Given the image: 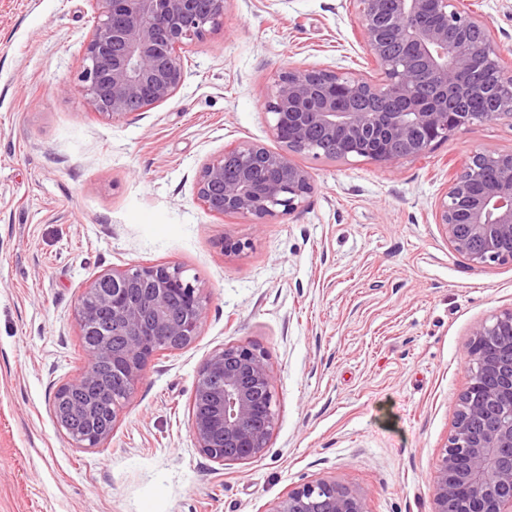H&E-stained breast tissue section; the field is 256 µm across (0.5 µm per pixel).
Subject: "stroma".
<instances>
[{
    "instance_id": "1",
    "label": "stroma",
    "mask_w": 512,
    "mask_h": 512,
    "mask_svg": "<svg viewBox=\"0 0 512 512\" xmlns=\"http://www.w3.org/2000/svg\"><path fill=\"white\" fill-rule=\"evenodd\" d=\"M458 5L511 73L512 0ZM93 24L89 0H0V512H270L333 478L368 512H432L472 332L512 308V262L471 267L432 210L473 152L512 151V124L463 125L392 167L296 154L303 207L218 218L196 174L235 143L279 150L264 103L281 70L369 71L354 0H228L183 49L181 89L121 121L85 103ZM160 263L201 289V333L148 362L108 441L74 447L50 404L85 367L82 291ZM232 343L267 353L277 419L264 456L220 464L196 445L191 398Z\"/></svg>"
}]
</instances>
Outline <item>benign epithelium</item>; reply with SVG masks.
Instances as JSON below:
<instances>
[{"label":"benign epithelium","mask_w":512,"mask_h":512,"mask_svg":"<svg viewBox=\"0 0 512 512\" xmlns=\"http://www.w3.org/2000/svg\"><path fill=\"white\" fill-rule=\"evenodd\" d=\"M96 22L85 43L81 81L88 107L121 120L170 99L182 87V50L224 21L227 0H89ZM363 43L376 75L328 67L287 68L274 80L265 110L280 144L271 151L241 142L202 164L195 191L210 214L254 224L302 207L309 171L291 155L364 157L385 167L418 157L474 121L512 125V76L501 65L488 22L456 0H356ZM430 74L424 90L413 71ZM475 70L494 84L477 90L488 112L466 111L465 79ZM434 223L449 246L479 268L512 261V152L474 153L435 202ZM77 319L86 366L60 384L51 403L57 426L77 448H96L112 430L94 426L93 408L73 394L98 381L102 362L129 399L159 347L178 349L201 333L200 289L175 266L109 270L82 293ZM469 382L456 403L453 433L434 471L433 512H512V308L473 330ZM273 370L264 351L228 344L203 363L194 384L191 431L209 459L261 457L276 427ZM208 407L205 414L199 407ZM88 422L75 426L73 417ZM367 512L361 490L336 479L307 483L270 512Z\"/></svg>","instance_id":"1"}]
</instances>
